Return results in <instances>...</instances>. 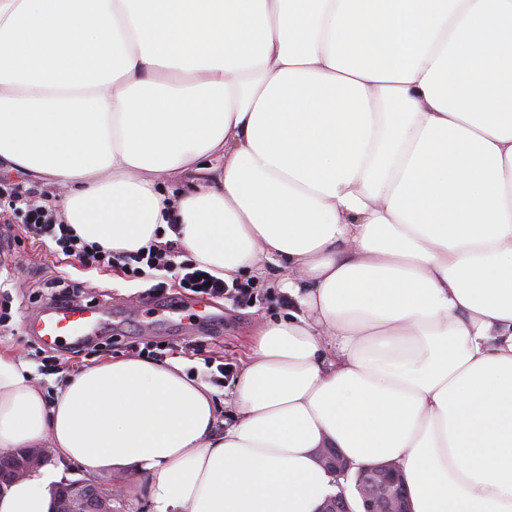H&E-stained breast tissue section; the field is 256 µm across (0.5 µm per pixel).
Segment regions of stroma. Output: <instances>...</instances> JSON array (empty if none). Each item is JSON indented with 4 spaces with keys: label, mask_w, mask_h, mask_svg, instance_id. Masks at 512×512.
<instances>
[{
    "label": "stroma",
    "mask_w": 512,
    "mask_h": 512,
    "mask_svg": "<svg viewBox=\"0 0 512 512\" xmlns=\"http://www.w3.org/2000/svg\"><path fill=\"white\" fill-rule=\"evenodd\" d=\"M10 224L20 230L16 248L20 268L12 278L0 273V305L10 306L11 318L0 325V348L9 350L32 367L34 383L46 395L55 391L59 372H71L108 357L128 358L133 348L150 342L163 345L162 359L182 362L196 374H206L210 359L232 364L241 370L257 327L269 319L283 317L288 311L285 293L275 286V275L245 273L241 282L251 283L254 295L250 303L237 304L214 298L207 303L185 301V319L173 323L157 316L155 306L171 301L179 288L174 279H166L158 293L148 284L126 278L120 268H88L74 259L55 256L52 245L23 233L19 216L0 213V226ZM79 284L80 304L103 308L127 309V318L92 343L70 349L41 344L28 331V321L44 309L52 294L50 288L58 276Z\"/></svg>",
    "instance_id": "obj_1"
}]
</instances>
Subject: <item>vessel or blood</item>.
Wrapping results in <instances>:
<instances>
[{"instance_id":"obj_1","label":"vessel or blood","mask_w":512,"mask_h":512,"mask_svg":"<svg viewBox=\"0 0 512 512\" xmlns=\"http://www.w3.org/2000/svg\"><path fill=\"white\" fill-rule=\"evenodd\" d=\"M105 316V309L95 306L56 304L35 318L31 333L47 345L77 346L89 340L102 326Z\"/></svg>"}]
</instances>
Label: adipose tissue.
<instances>
[{"label":"adipose tissue","mask_w":512,"mask_h":512,"mask_svg":"<svg viewBox=\"0 0 512 512\" xmlns=\"http://www.w3.org/2000/svg\"><path fill=\"white\" fill-rule=\"evenodd\" d=\"M0 169L66 186L86 242L268 264L289 303L227 427L175 361L49 397L0 352V450L153 512H319L320 448L398 462L412 512H512V0H0ZM61 476L0 512H53Z\"/></svg>","instance_id":"adipose-tissue-1"}]
</instances>
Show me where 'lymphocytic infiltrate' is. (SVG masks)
<instances>
[{"mask_svg": "<svg viewBox=\"0 0 512 512\" xmlns=\"http://www.w3.org/2000/svg\"><path fill=\"white\" fill-rule=\"evenodd\" d=\"M0 209L21 215L24 226L37 238H48L56 254L77 258L88 266L121 265L126 276L138 280L156 278L158 273L173 274L179 288L187 294L225 298L237 303L250 302L251 289L240 282L226 283L216 276H204L202 268L191 260H178L174 242L153 243L135 251L112 252L89 243L66 224L51 201L37 202L25 191L0 185Z\"/></svg>", "mask_w": 512, "mask_h": 512, "instance_id": "obj_1", "label": "lymphocytic infiltrate"}]
</instances>
